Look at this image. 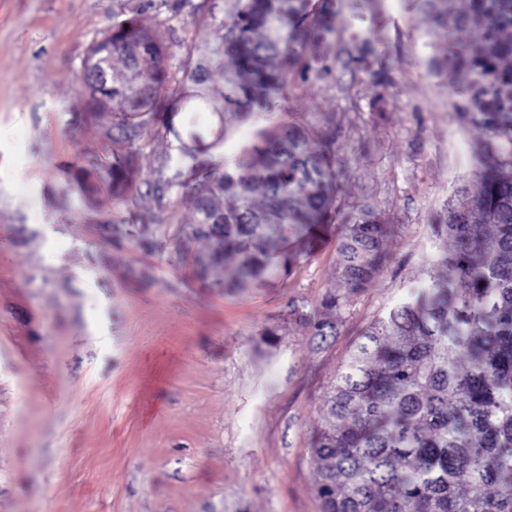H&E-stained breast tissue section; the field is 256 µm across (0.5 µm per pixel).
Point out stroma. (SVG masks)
<instances>
[{"instance_id":"obj_1","label":"stroma","mask_w":512,"mask_h":512,"mask_svg":"<svg viewBox=\"0 0 512 512\" xmlns=\"http://www.w3.org/2000/svg\"><path fill=\"white\" fill-rule=\"evenodd\" d=\"M210 5L0 0V512H320L309 448L328 385L359 331L438 274L431 226L482 133L431 62L479 33L432 29L413 0H311L334 32L305 46L272 116L326 133L340 216L370 205L392 227L360 294L332 242L276 285L224 291V267L195 263L207 241L180 233L193 197L156 192L180 160L164 132L139 143L137 190L68 191L112 161L81 66L113 15L166 23L177 56L211 39L193 24ZM269 119L232 120L228 167Z\"/></svg>"}]
</instances>
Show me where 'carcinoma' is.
Wrapping results in <instances>:
<instances>
[{"label": "carcinoma", "mask_w": 512, "mask_h": 512, "mask_svg": "<svg viewBox=\"0 0 512 512\" xmlns=\"http://www.w3.org/2000/svg\"><path fill=\"white\" fill-rule=\"evenodd\" d=\"M420 0L422 21L482 30L438 68L480 127L477 165L460 197L433 225L444 241L442 278L376 319L330 384L311 455L321 512H512V0ZM308 0H224L194 24L213 37L188 44L176 70L161 24L114 16L112 39L83 59L87 111L110 112L108 188L121 197L139 175L135 141L157 125L179 143L181 161L157 180L196 202L188 238H204L201 266L233 262L224 287L280 279L335 230L336 157L321 130L280 122L261 130L233 171L209 158L228 137L226 116L270 112L285 98L301 49L332 32L303 25ZM120 59L122 68L113 65ZM223 86L216 90L213 77ZM178 80L179 102L159 90ZM219 119L212 140L174 125L185 111ZM234 200L221 207L215 199ZM387 224L372 207L342 225V276L360 293L385 260Z\"/></svg>", "instance_id": "1"}]
</instances>
